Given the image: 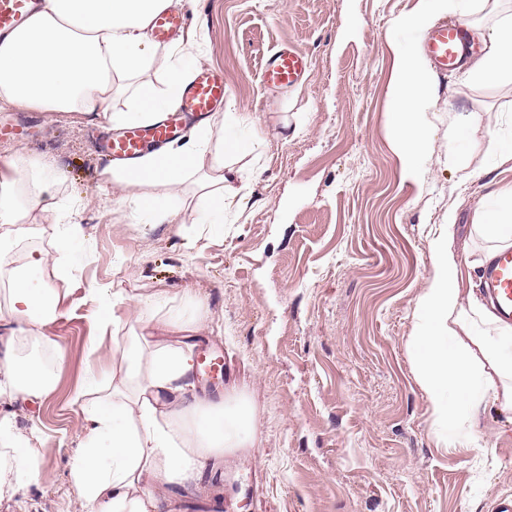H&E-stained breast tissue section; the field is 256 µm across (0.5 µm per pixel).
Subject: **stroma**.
Here are the masks:
<instances>
[{
	"label": "stroma",
	"mask_w": 512,
	"mask_h": 512,
	"mask_svg": "<svg viewBox=\"0 0 512 512\" xmlns=\"http://www.w3.org/2000/svg\"><path fill=\"white\" fill-rule=\"evenodd\" d=\"M416 0H194L198 37L188 64L223 69L228 112L251 113L264 148L243 143L248 205L210 235L173 224L115 223L96 195L104 166L100 119L0 109V123L33 122L28 139L0 138V157L45 155L64 172L61 200L85 229L80 265L65 278L57 319L38 349L57 371L50 396L25 405L17 424L41 442L34 480L0 498V512H95L73 482L77 408L89 373L112 377L126 322L101 330L89 290L125 296L168 288L207 297L198 354L224 360L212 397L243 388L257 409L256 445L225 456L181 488L176 512H491L512 495V413L486 407L441 439L408 354L416 298L431 276L428 242L451 224L458 262L480 259L473 232L489 193L512 186V159L491 141L512 140V84H470L437 74L420 120L431 145L417 177L405 176L390 138V33ZM302 50L298 83L267 87L266 56ZM467 159L479 169L467 176ZM0 227V267L53 251L47 226ZM96 352H89L90 341ZM484 447L477 457L475 447Z\"/></svg>",
	"instance_id": "stroma-1"
}]
</instances>
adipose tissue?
<instances>
[{"label":"adipose tissue","instance_id":"adipose-tissue-1","mask_svg":"<svg viewBox=\"0 0 512 512\" xmlns=\"http://www.w3.org/2000/svg\"><path fill=\"white\" fill-rule=\"evenodd\" d=\"M174 0H43L42 9L7 38L0 39V106L102 118L112 128L147 125L176 108L191 79L185 50L189 38L159 47L150 37L155 14ZM485 50L468 69L476 83L512 82V17L484 29ZM394 74L389 85L391 132L404 174L418 175L429 131L419 114L435 88L429 62L410 44H395ZM167 59L164 89L140 83L157 55ZM128 98L125 109L112 108L115 91ZM263 147L258 125L239 112L216 113L184 142L144 155L134 164L106 166L98 192L124 216L134 204L139 224L182 225L184 211L194 224L217 233L224 214L242 203L238 183L243 171L234 157L243 141ZM193 180L192 196L176 189ZM64 183L48 158L18 153L0 161V224L31 221L46 210ZM50 230L54 254H31L11 267L4 280L8 313L0 312V335L36 340L41 328L56 320L60 297L43 277L46 267L67 271L79 259L80 224L57 215ZM484 241L485 258L512 247V192L496 197L473 226ZM432 276L416 300L418 322L409 348L417 380L427 394L440 436H447L459 416L478 421L485 402L512 412V326L500 323L486 306L464 303V274L445 238L428 244ZM91 293L101 304L100 326L110 312L124 308L128 319L158 322L160 329L200 328L207 324L208 300L192 294L187 308L161 319L169 307L167 291L130 299L100 285ZM195 345L173 346L149 337H126L113 358L117 364L107 385L88 378L77 390L80 450L69 466L79 494L96 512H161L169 492L200 480L208 462L255 444L256 410L243 393L212 404L195 391ZM54 370L39 358L17 360L12 348L0 353V439L12 445V457L0 467V495L16 493L35 473L37 438L18 431L10 407L49 396Z\"/></svg>","mask_w":512,"mask_h":512}]
</instances>
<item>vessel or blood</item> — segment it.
<instances>
[{
  "label": "vessel or blood",
  "instance_id": "1",
  "mask_svg": "<svg viewBox=\"0 0 512 512\" xmlns=\"http://www.w3.org/2000/svg\"><path fill=\"white\" fill-rule=\"evenodd\" d=\"M40 8V0H0V38L22 26ZM186 26L184 14L164 10L152 19L151 36L154 42L167 44ZM469 48L465 29L459 24L440 25L417 44L418 51L441 72L457 68ZM305 66L306 58L301 50L285 47L267 57L261 79L269 86H286L298 81ZM225 96L223 72L205 65L195 66L179 110L165 113L154 124L132 126L107 136L102 151L112 162L128 164L144 154L160 151L190 125L211 118L223 105ZM482 288L498 316L512 323V248L498 251L485 267Z\"/></svg>",
  "mask_w": 512,
  "mask_h": 512
}]
</instances>
